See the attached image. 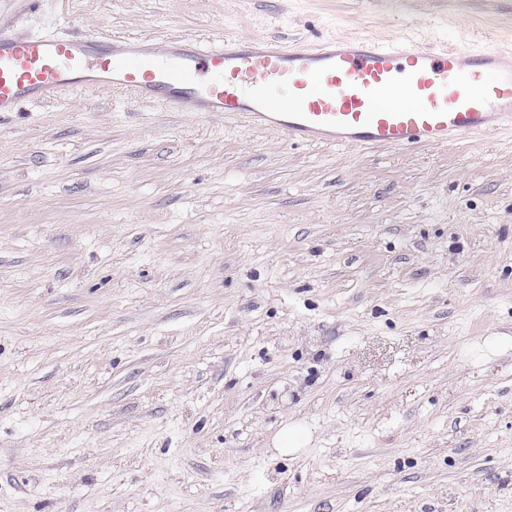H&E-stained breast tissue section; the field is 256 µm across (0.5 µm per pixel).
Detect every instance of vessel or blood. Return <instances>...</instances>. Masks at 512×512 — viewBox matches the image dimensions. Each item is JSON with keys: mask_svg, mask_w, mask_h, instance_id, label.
Listing matches in <instances>:
<instances>
[{"mask_svg": "<svg viewBox=\"0 0 512 512\" xmlns=\"http://www.w3.org/2000/svg\"><path fill=\"white\" fill-rule=\"evenodd\" d=\"M93 86L180 112L239 115L296 144L438 149L512 123V58L488 44L227 36L203 45L0 28V113Z\"/></svg>", "mask_w": 512, "mask_h": 512, "instance_id": "vessel-or-blood-1", "label": "vessel or blood"}]
</instances>
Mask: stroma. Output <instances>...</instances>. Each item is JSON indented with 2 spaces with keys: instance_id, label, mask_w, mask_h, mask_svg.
<instances>
[{
  "instance_id": "35a3bbf8",
  "label": "stroma",
  "mask_w": 512,
  "mask_h": 512,
  "mask_svg": "<svg viewBox=\"0 0 512 512\" xmlns=\"http://www.w3.org/2000/svg\"><path fill=\"white\" fill-rule=\"evenodd\" d=\"M1 26L512 52V0H41ZM0 512H512V129L295 144L106 87L0 117ZM308 433L298 424H286L276 435L274 444L282 454H294L308 442Z\"/></svg>"
}]
</instances>
